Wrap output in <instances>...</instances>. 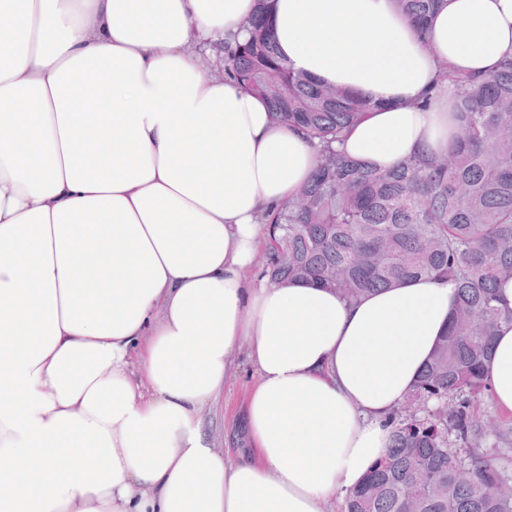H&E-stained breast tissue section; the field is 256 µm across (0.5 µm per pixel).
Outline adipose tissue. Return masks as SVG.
Returning a JSON list of instances; mask_svg holds the SVG:
<instances>
[{
  "instance_id": "1",
  "label": "adipose tissue",
  "mask_w": 512,
  "mask_h": 512,
  "mask_svg": "<svg viewBox=\"0 0 512 512\" xmlns=\"http://www.w3.org/2000/svg\"><path fill=\"white\" fill-rule=\"evenodd\" d=\"M256 0H0V512H323L385 454L448 327L431 277L345 302L248 281L263 216L317 153L201 50ZM292 67L380 101L342 145L388 170L448 148L443 68L512 56V0H276ZM244 354L250 453L204 413ZM487 370L512 414V323ZM440 0H397L400 9L416 23L419 39L427 51H432L428 40V21Z\"/></svg>"
}]
</instances>
